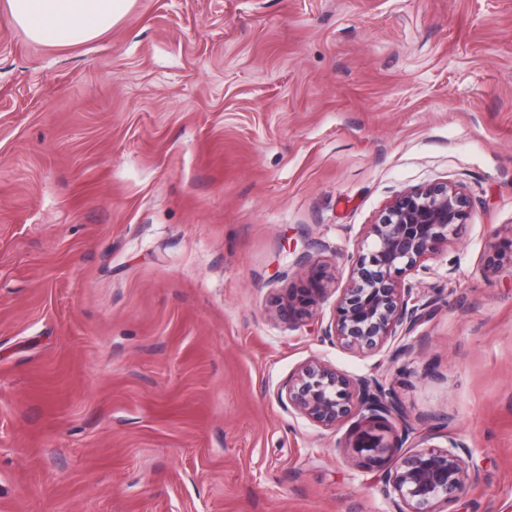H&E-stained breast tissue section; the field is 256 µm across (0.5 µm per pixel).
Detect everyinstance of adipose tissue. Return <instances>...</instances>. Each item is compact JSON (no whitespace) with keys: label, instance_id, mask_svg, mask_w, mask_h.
I'll use <instances>...</instances> for the list:
<instances>
[{"label":"adipose tissue","instance_id":"1","mask_svg":"<svg viewBox=\"0 0 512 512\" xmlns=\"http://www.w3.org/2000/svg\"><path fill=\"white\" fill-rule=\"evenodd\" d=\"M133 0H6L16 26L32 41L73 46L109 31Z\"/></svg>","mask_w":512,"mask_h":512}]
</instances>
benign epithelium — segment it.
<instances>
[{
    "label": "benign epithelium",
    "instance_id": "benign-epithelium-1",
    "mask_svg": "<svg viewBox=\"0 0 512 512\" xmlns=\"http://www.w3.org/2000/svg\"><path fill=\"white\" fill-rule=\"evenodd\" d=\"M470 199L459 185L436 182L395 196L365 225L361 247L324 338L345 350L371 355L396 345L393 355L411 350L404 339L431 315L408 275L427 274V262L465 224ZM313 287L290 288L275 299V315L298 324L317 315L332 277L312 269ZM288 406L314 424L334 429L352 414L365 429L350 441L358 463L383 469L384 492L395 512H440L465 495L476 473L469 470L454 439L432 443L436 434L415 427L394 389L381 376L352 377L312 359L297 368L285 387ZM401 422L396 430L391 421ZM408 451H402L404 447Z\"/></svg>",
    "mask_w": 512,
    "mask_h": 512
}]
</instances>
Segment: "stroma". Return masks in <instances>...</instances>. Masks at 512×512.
Returning a JSON list of instances; mask_svg holds the SVG:
<instances>
[{"label":"stroma","instance_id":"obj_1","mask_svg":"<svg viewBox=\"0 0 512 512\" xmlns=\"http://www.w3.org/2000/svg\"><path fill=\"white\" fill-rule=\"evenodd\" d=\"M472 201L412 354L323 337L395 195ZM512 0H134L74 46L0 0V512H393L281 390L385 376L512 512ZM318 315L270 319L307 262Z\"/></svg>","mask_w":512,"mask_h":512}]
</instances>
